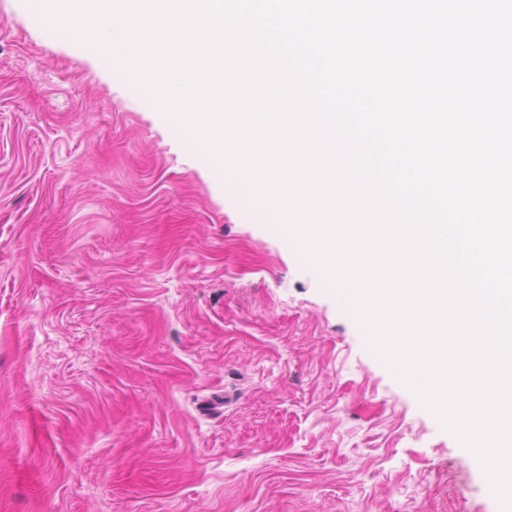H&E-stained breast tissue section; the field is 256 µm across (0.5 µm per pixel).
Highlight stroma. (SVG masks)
<instances>
[{
    "label": "stroma",
    "mask_w": 512,
    "mask_h": 512,
    "mask_svg": "<svg viewBox=\"0 0 512 512\" xmlns=\"http://www.w3.org/2000/svg\"><path fill=\"white\" fill-rule=\"evenodd\" d=\"M229 185L0 0V512H497Z\"/></svg>",
    "instance_id": "obj_1"
}]
</instances>
